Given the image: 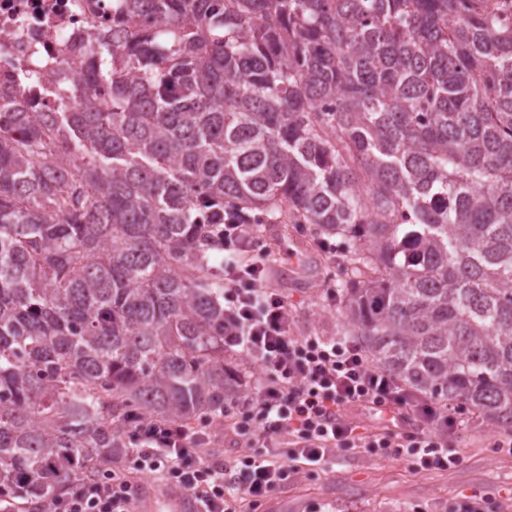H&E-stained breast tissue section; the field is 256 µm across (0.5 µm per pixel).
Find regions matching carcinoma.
<instances>
[{
    "instance_id": "1",
    "label": "carcinoma",
    "mask_w": 512,
    "mask_h": 512,
    "mask_svg": "<svg viewBox=\"0 0 512 512\" xmlns=\"http://www.w3.org/2000/svg\"><path fill=\"white\" fill-rule=\"evenodd\" d=\"M228 218L343 240L371 363L512 430V13L123 0L79 102L0 105L1 504L223 416Z\"/></svg>"
}]
</instances>
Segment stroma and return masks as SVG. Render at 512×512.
Segmentation results:
<instances>
[{
  "label": "stroma",
  "mask_w": 512,
  "mask_h": 512,
  "mask_svg": "<svg viewBox=\"0 0 512 512\" xmlns=\"http://www.w3.org/2000/svg\"><path fill=\"white\" fill-rule=\"evenodd\" d=\"M252 256L269 269V284L295 310L301 336H345L336 291L347 274L332 261L308 224H259ZM512 438L481 414L462 409L451 445L462 458L449 471H416L405 459L362 450L336 452L323 466L300 472L260 508L237 502L238 512H456L461 496L477 495L486 512H512Z\"/></svg>",
  "instance_id": "stroma-1"
}]
</instances>
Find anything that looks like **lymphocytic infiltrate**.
I'll list each match as a JSON object with an SVG mask.
<instances>
[{
	"label": "lymphocytic infiltrate",
	"instance_id": "obj_1",
	"mask_svg": "<svg viewBox=\"0 0 512 512\" xmlns=\"http://www.w3.org/2000/svg\"><path fill=\"white\" fill-rule=\"evenodd\" d=\"M265 266L253 259L224 265V348L255 358L262 377L243 405L235 430L250 455L223 468L203 449L208 436L179 422L138 423L131 456L142 475L165 473L201 512H233L236 499L260 506L293 475L326 462L341 449L375 450L418 470H448L462 459L450 447L457 409L403 385L375 368L360 346L344 337L298 336L297 315L280 294L264 288ZM348 407L394 413L393 430L370 437L344 419ZM287 454H278L281 445ZM127 481L97 480L53 512H133Z\"/></svg>",
	"mask_w": 512,
	"mask_h": 512
}]
</instances>
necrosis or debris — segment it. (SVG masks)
<instances>
[{"instance_id": "1", "label": "necrosis or debris", "mask_w": 512, "mask_h": 512, "mask_svg": "<svg viewBox=\"0 0 512 512\" xmlns=\"http://www.w3.org/2000/svg\"><path fill=\"white\" fill-rule=\"evenodd\" d=\"M116 10L112 0H0V104L18 99L55 112L73 103L80 74L100 54L77 36H111Z\"/></svg>"}]
</instances>
